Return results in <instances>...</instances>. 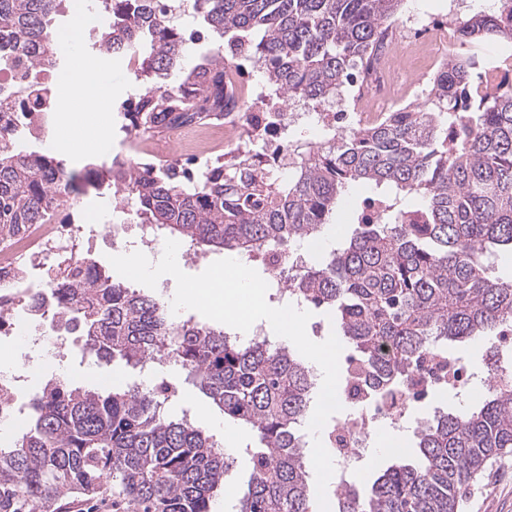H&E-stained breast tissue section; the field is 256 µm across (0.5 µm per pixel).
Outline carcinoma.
Wrapping results in <instances>:
<instances>
[{
    "label": "carcinoma",
    "mask_w": 512,
    "mask_h": 512,
    "mask_svg": "<svg viewBox=\"0 0 512 512\" xmlns=\"http://www.w3.org/2000/svg\"><path fill=\"white\" fill-rule=\"evenodd\" d=\"M403 0H94L106 16L89 47L136 55L141 88L122 121L163 133L224 116L237 102L224 84V48H246L288 98L320 106L366 69L398 20ZM490 14L458 17L462 44L488 38L501 56L482 70L452 55L433 79V98L402 107L345 138L286 146L295 172L265 176L248 152L193 174L174 161L141 168L91 162L98 190L133 195L141 224L205 252L282 253L319 235L342 189H380L373 224H357L319 266L293 276L306 304L323 308L353 348L369 399L406 389L426 358L447 360L448 342L512 335V278L492 275L512 255V0ZM65 0H0V46L31 52V65L62 58L49 24ZM190 13L217 44L187 62L173 16ZM77 174L50 152L0 147V238L75 205ZM420 199L409 207L406 198ZM91 277L45 285L39 318L82 337L81 356L140 367L169 357L185 381L224 416L248 428L252 473L237 512H316L300 428L314 377L290 349L241 340L224 327L173 323L158 297L116 280L92 257ZM488 394L468 411L439 412L417 427L415 461H394L361 491L335 490L336 512H457L467 487L493 459L512 455V376L490 362ZM172 386L100 392L49 380L33 393L23 429L0 445V512H58L103 482L132 512H212L229 463L213 435L171 416Z\"/></svg>",
    "instance_id": "obj_1"
}]
</instances>
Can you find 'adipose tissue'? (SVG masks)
Here are the masks:
<instances>
[{
  "label": "adipose tissue",
  "mask_w": 512,
  "mask_h": 512,
  "mask_svg": "<svg viewBox=\"0 0 512 512\" xmlns=\"http://www.w3.org/2000/svg\"><path fill=\"white\" fill-rule=\"evenodd\" d=\"M66 87L63 108L69 114V125H78L82 112L103 106L106 85L103 75L96 70L72 69L62 74ZM227 274L193 285L187 298L204 301L210 309H223L226 321L245 325L249 317L263 318L275 328H287L290 335L302 333L304 317L297 310L287 316L271 312L266 304L265 280L253 274L239 258L226 261Z\"/></svg>",
  "instance_id": "1"
}]
</instances>
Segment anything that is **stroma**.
<instances>
[{"mask_svg":"<svg viewBox=\"0 0 512 512\" xmlns=\"http://www.w3.org/2000/svg\"><path fill=\"white\" fill-rule=\"evenodd\" d=\"M486 2L487 0H403L398 20L403 23L413 18L425 22L429 29L435 30L450 26L453 15L465 16L484 9ZM374 193V186L367 183L352 184L345 188L322 231L327 247H335L350 235L364 200ZM76 197L79 207L105 211L110 219L109 223H132L136 220L133 213L134 202L129 195H100L92 187L82 185L79 186ZM108 225L98 224L93 230L84 232V253L90 254L114 278L132 287L163 296L178 319L201 323L208 321L209 316L201 306L178 304L177 297L180 291L188 289L194 282L211 277L222 263V255H212L210 262L195 267L181 268L178 280L145 281L124 263L123 252L113 249ZM305 314L307 322L303 334L307 345L312 348L332 347L335 363H342L352 349L341 335L334 317L325 310L313 307L306 308ZM486 350V344L481 342L449 347V356L474 367L480 377L479 383L464 394L454 391L442 395L429 394L415 404L404 429L396 430L386 425L376 427L371 433L364 457L357 466L358 488H369L377 470L393 459L412 458V432L417 422L432 416L435 408L445 407L452 412H464L486 396L487 386L483 382L487 375ZM0 357L10 360L12 367L27 374L35 385L41 384L47 375L53 373L100 391L105 390L104 379L109 375L113 376L114 383L118 386L144 379L138 370L122 363L96 364L77 354L48 364L42 360L31 359L29 352L16 351L5 344L0 346ZM164 377L179 389L177 396L169 404L170 413L176 416L188 415L194 426L216 434L218 439L223 440L224 451L232 461L225 482L233 494L218 500L213 506V512H234L237 496L246 490L250 479L251 463L245 449L254 445L253 434L243 426L225 419L222 413L208 404L196 388L185 384V374L180 366L167 367ZM458 512H512V457L492 463L488 467L484 475L465 491Z\"/></svg>","mask_w":512,"mask_h":512,"instance_id":"1","label":"stroma"}]
</instances>
